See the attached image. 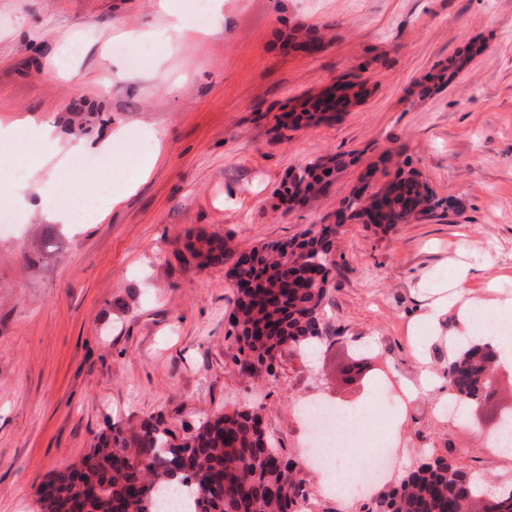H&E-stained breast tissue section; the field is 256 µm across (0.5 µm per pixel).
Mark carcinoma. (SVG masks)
Instances as JSON below:
<instances>
[{"instance_id":"1","label":"carcinoma","mask_w":512,"mask_h":512,"mask_svg":"<svg viewBox=\"0 0 512 512\" xmlns=\"http://www.w3.org/2000/svg\"><path fill=\"white\" fill-rule=\"evenodd\" d=\"M295 46L322 42L320 33L300 27L291 34ZM486 46L473 43L427 77L435 84L451 80ZM336 108L330 98H308L294 113L290 130L322 122ZM353 160L345 154L319 158L288 172L280 194L303 191L312 197ZM359 188L341 206L361 221L368 197ZM383 196L386 225L410 224L436 210H456L439 198L420 174L398 169L393 180L374 192ZM186 250L200 265H226L236 287L232 327L238 354L234 363L252 376L272 374L275 355L285 345L302 351L328 336L324 324L328 288L300 287L314 263H329L332 240L327 230L304 229L279 241L261 243L241 256L222 238L197 235ZM498 350L474 340L438 355L442 374L456 398L474 403L480 379L492 374ZM297 462L282 455L261 425L259 414L244 407L218 412L178 437L162 415L98 439L78 465L61 467L36 490L42 512H160V494L177 489L194 503L192 512H305L307 496L296 477ZM490 496L503 512H512V490L488 485L476 471L435 457L420 463L387 492L371 498L368 512H455L459 502Z\"/></svg>"}]
</instances>
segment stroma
<instances>
[{
	"label": "stroma",
	"mask_w": 512,
	"mask_h": 512,
	"mask_svg": "<svg viewBox=\"0 0 512 512\" xmlns=\"http://www.w3.org/2000/svg\"><path fill=\"white\" fill-rule=\"evenodd\" d=\"M327 34L319 54L290 48L296 26ZM158 0H0V121H51L60 152L84 144L108 182L133 187L96 224H58L38 205L0 195V512H40L37 486L79 463L115 426L162 414L179 436L233 405H262L266 433L296 452V406L326 396L360 408L377 384L442 371L414 329L447 299L440 346L462 331L459 302L512 299V0H224L222 31L168 40ZM158 31L140 68L117 53L130 29ZM486 44L450 82L420 95L426 75L469 42ZM80 43L73 56L69 48ZM365 97L330 123L282 138L275 117L344 72ZM113 75L109 86L99 83ZM155 129L157 140L145 137ZM121 138H114L115 130ZM158 151L137 177L142 151ZM355 156L299 211L278 203L288 171L336 153ZM459 204L382 231L346 224L312 358L289 348L272 381L242 376L230 333L234 288L222 266L200 268L186 244L206 232L240 250L323 223L362 181L382 186L402 162ZM364 351L370 377L338 375ZM439 390L382 423L397 466L419 450L488 479L512 478V455L477 445L512 407V368L493 398L457 428ZM311 512H364L363 499L323 492L299 473Z\"/></svg>",
	"instance_id": "35a3bbf8"
}]
</instances>
